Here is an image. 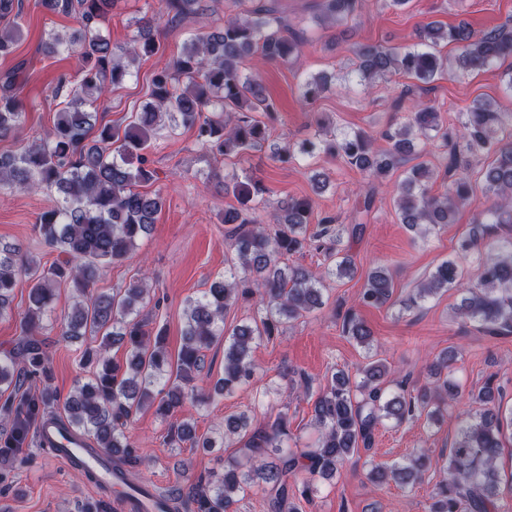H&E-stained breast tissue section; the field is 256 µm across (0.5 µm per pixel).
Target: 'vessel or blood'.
<instances>
[{
  "label": "vessel or blood",
  "instance_id": "obj_1",
  "mask_svg": "<svg viewBox=\"0 0 512 512\" xmlns=\"http://www.w3.org/2000/svg\"><path fill=\"white\" fill-rule=\"evenodd\" d=\"M38 441L55 460L67 464L81 462L97 482L112 484V464L101 450L88 448L78 437L52 424L40 427ZM112 502L116 512H158L161 504L154 484L147 482L113 497Z\"/></svg>",
  "mask_w": 512,
  "mask_h": 512
}]
</instances>
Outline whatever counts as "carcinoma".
Masks as SVG:
<instances>
[{
	"instance_id": "obj_1",
	"label": "carcinoma",
	"mask_w": 512,
	"mask_h": 512,
	"mask_svg": "<svg viewBox=\"0 0 512 512\" xmlns=\"http://www.w3.org/2000/svg\"><path fill=\"white\" fill-rule=\"evenodd\" d=\"M159 2L154 15L135 20L136 33L120 53L103 30L119 0H44L50 11L79 24L68 35L49 31L46 42L52 51L77 56L78 69L73 80H60L59 88L69 91L44 137L20 152L0 154L1 195L17 189L57 194L54 204L40 213L36 229L42 243L58 253L46 266L0 243L1 318L12 314L18 284L29 283L17 346L0 353V393L7 395L0 419L11 425L0 442V454L21 448L29 422L43 419L107 453L113 475L130 489L136 486L133 476L140 464L127 432L134 413L155 404L165 418L188 403L200 407L251 384L257 372L251 357L255 341L321 308L324 282L352 279L357 273L344 247L345 235L357 228L338 223L332 215L316 219L310 201L293 198L279 202L276 224L270 227L258 218L268 189L257 179L243 182L233 175L239 206L224 209V223L231 225L227 265L201 296L187 300L177 359L167 350L164 330L149 329L146 275L110 292L96 289L104 267L138 249L162 209L161 190H139L155 181L145 152L162 131L190 128L207 152L245 161L268 140L269 124L278 114L257 75L244 73L246 62L256 57L286 66L298 59L311 32L346 24L359 10V0H317L311 25L295 29L276 0H227L223 25L193 34L180 55L154 73L149 100L123 131L97 123L98 100L132 77L140 60L161 51V21L180 23L211 11L210 0ZM18 38L16 27L0 32L1 58L14 52ZM448 45L454 48L452 63L443 54ZM354 54L359 64L352 77L365 92L396 73L416 80L401 96L411 99L404 120L381 132L387 147L375 149L372 136L363 131L337 133L325 127L321 143L301 141L275 150L273 158L286 163L297 153L311 155L321 148L370 180L401 171L394 206L401 223L424 239L455 223L459 208L474 201L476 185L482 183L486 204L456 255L441 261L400 305L411 311L463 285L466 293L456 306L457 315L490 336L511 334L512 112L501 111L492 99L476 98L450 131L438 108L414 91L454 66L467 73L498 65L512 55V30L501 26L478 33L466 22L452 27L428 22L412 45H359ZM23 89L18 72L5 74L0 83V137L25 120ZM327 91L328 80L321 75H307L298 85L299 97L308 105ZM439 146L447 148L440 167L432 162ZM474 160L487 164L473 177L469 171ZM440 176L448 180V190L435 194L433 184ZM310 248L322 252V266L312 270L283 263ZM63 285L75 292V300L60 317L58 337L85 345L80 363L88 369L87 379L65 398L49 388L31 390L45 372L43 321L51 318L56 290ZM393 288L390 271L377 267L367 275L358 305L383 306ZM254 298L263 305L259 321L224 331V312ZM342 326L356 343L371 346L372 330L355 309L344 313ZM221 337L224 376L207 394L186 390V382L210 377L204 372V351ZM115 346L124 348L121 361L108 356ZM457 357L452 348L441 352L427 366L430 382L411 388L403 380L395 391L388 388L391 366L382 359L368 357L353 374L332 371L315 400L313 422L320 436L311 448L288 446L292 436L284 413L255 424L242 411L201 436L192 419L181 420L170 440L211 451L243 439V458L229 459L224 468L193 478L184 487L165 490L164 512H236L235 505L254 486L264 487L267 512H298L296 497L308 501L318 493L319 481L336 479L360 448H370L384 421L400 425L418 417L435 424L450 416L462 395L461 386L448 378ZM503 398L502 388L491 378L467 391L468 410L458 415L457 437L440 468L443 476L428 492V512H499L497 462L505 447L504 424L512 426V408L504 410ZM429 468L430 457L422 449L407 463L375 465L369 476L412 489Z\"/></svg>"
}]
</instances>
